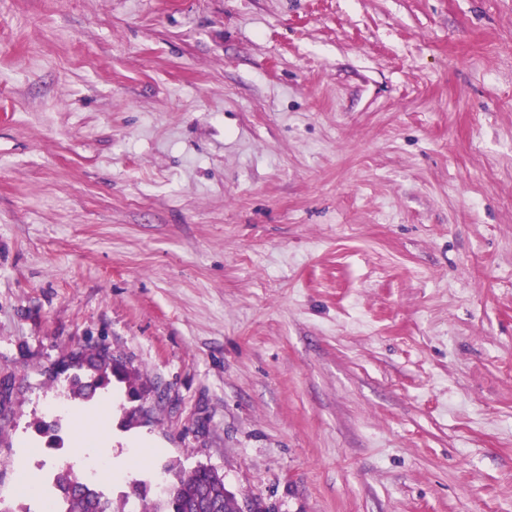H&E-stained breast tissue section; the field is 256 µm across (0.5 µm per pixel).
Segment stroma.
Returning <instances> with one entry per match:
<instances>
[{
  "label": "stroma",
  "mask_w": 512,
  "mask_h": 512,
  "mask_svg": "<svg viewBox=\"0 0 512 512\" xmlns=\"http://www.w3.org/2000/svg\"><path fill=\"white\" fill-rule=\"evenodd\" d=\"M1 384L9 512L107 396L132 510L512 512V0H0ZM79 365L80 367L85 365L94 374L90 381L82 384L75 380L77 394L86 399L93 397L98 388L109 382V374L121 373L120 368L115 363L112 364V359L105 351L85 356ZM167 472L173 480L156 498L148 499L149 489L139 483L133 494L142 502L140 512H237L239 499L230 492L224 498V477L207 469L186 470L172 462Z\"/></svg>",
  "instance_id": "stroma-1"
}]
</instances>
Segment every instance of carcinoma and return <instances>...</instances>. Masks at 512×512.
Masks as SVG:
<instances>
[{"label":"carcinoma","mask_w":512,"mask_h":512,"mask_svg":"<svg viewBox=\"0 0 512 512\" xmlns=\"http://www.w3.org/2000/svg\"><path fill=\"white\" fill-rule=\"evenodd\" d=\"M81 365L93 372L90 381L76 384L77 394L86 399L109 382V375L121 373L104 351L85 356ZM167 472L173 480L157 497L148 498L149 489L144 482L133 490L142 502L141 512H237L238 498L233 493L224 495V477L219 473L207 469L187 470L179 462L170 463ZM54 488L65 505L62 512H126L127 500L114 504L97 483L78 479L70 468L57 473Z\"/></svg>","instance_id":"cac0c4a2"}]
</instances>
